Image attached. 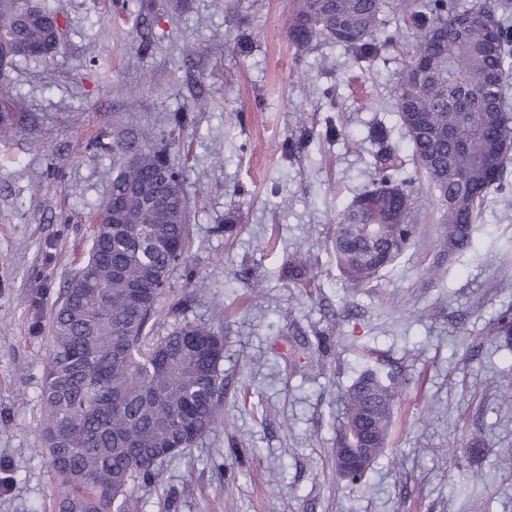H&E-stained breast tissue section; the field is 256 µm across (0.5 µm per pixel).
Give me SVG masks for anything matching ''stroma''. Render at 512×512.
I'll list each match as a JSON object with an SVG mask.
<instances>
[{
	"mask_svg": "<svg viewBox=\"0 0 512 512\" xmlns=\"http://www.w3.org/2000/svg\"><path fill=\"white\" fill-rule=\"evenodd\" d=\"M39 2L67 20L52 61L8 73L34 121L0 144V512H52L56 496L37 441L50 342L35 324L81 265L112 184L111 157L86 142L103 127L161 139L199 94L206 109L168 146L194 277L174 271L160 308L165 329L223 336L224 425L135 484L137 512H512V349L484 335L512 306V162L466 252L449 255L430 203L416 245L374 287L348 284L331 250L337 212L372 186L373 127L402 175L416 173L394 108L411 41L396 12L361 63L333 43L297 51L285 0H129L120 14L112 0ZM144 22L154 45L142 54ZM95 44L104 64L90 61ZM298 249L317 287L289 280ZM377 364L407 400L355 493L333 459L340 393Z\"/></svg>",
	"mask_w": 512,
	"mask_h": 512,
	"instance_id": "stroma-1",
	"label": "stroma"
}]
</instances>
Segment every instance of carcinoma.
<instances>
[{
  "label": "carcinoma",
  "instance_id": "obj_1",
  "mask_svg": "<svg viewBox=\"0 0 512 512\" xmlns=\"http://www.w3.org/2000/svg\"><path fill=\"white\" fill-rule=\"evenodd\" d=\"M403 7L415 36L395 112L417 173L439 205L446 243L464 252L487 196L505 189L512 160L503 92L512 70V24L485 0L465 7L457 0H405ZM389 8V0H291L285 25L300 51L322 38L366 61ZM60 14L30 0H0V70L28 57L27 49L54 56ZM205 106L193 99L168 119L169 134L183 133L188 113ZM26 117L20 101L0 107L1 144ZM90 144L112 157L116 174L94 213L88 258L50 311L38 436L57 478L55 512H134L135 483L157 480L165 461L224 424V340L188 321L157 335L158 305L174 269L188 267L191 244L181 174L166 149L148 139H111L104 130ZM398 172L383 147L375 188L336 215V268L355 288L372 287L415 243L419 189ZM159 182L164 187L154 201L139 198L137 190ZM487 336L512 341V307L498 313ZM341 400L339 447L365 446L367 424L387 447L393 416L406 400L391 374L363 370Z\"/></svg>",
  "mask_w": 512,
  "mask_h": 512
}]
</instances>
